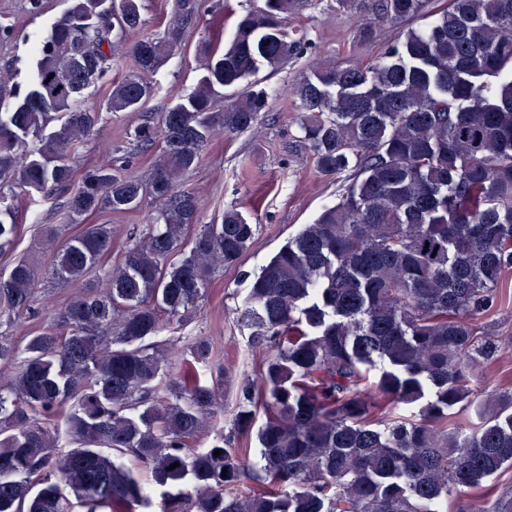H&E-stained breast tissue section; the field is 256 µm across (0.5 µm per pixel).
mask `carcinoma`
I'll list each match as a JSON object with an SVG mask.
<instances>
[{
  "instance_id": "obj_1",
  "label": "carcinoma",
  "mask_w": 512,
  "mask_h": 512,
  "mask_svg": "<svg viewBox=\"0 0 512 512\" xmlns=\"http://www.w3.org/2000/svg\"><path fill=\"white\" fill-rule=\"evenodd\" d=\"M302 3L264 0L246 12L193 90L134 128L140 148L160 146L148 182L109 156L66 195L63 215L75 224L135 209L147 194L157 210L146 228L129 227L114 268L101 265L112 251L107 224L63 243L46 237L52 278L98 291L58 311L64 334L32 336L22 350L0 336V363L13 369L0 384V512H148L156 492L160 512H440L512 466L511 392L477 409V429L448 428V410L470 403L471 377L498 355L473 321L497 305L512 270V0H446L441 10L434 0H367L376 22L431 21L371 65L328 64L297 83L318 170L357 174L254 278L245 316L272 358L261 386L240 385L232 434L189 448L222 411L223 375L201 382L197 364L212 344L199 339L165 378L155 339L196 309L255 226L235 209L199 224L198 198L179 185L215 125L255 128L268 94L247 80L304 49L282 31ZM201 8L175 0L164 35L127 47L134 70L112 82L107 111L142 110L156 92L144 75ZM142 9V0H69L37 38L27 88L0 101L1 181L42 194L70 186L69 154L99 121L86 91L110 71L114 32L142 28ZM18 228L16 213L0 209L1 251ZM37 277L24 259L0 273V307L30 309ZM365 366L379 367L385 401L420 404L418 418L377 419ZM258 399L263 475L244 491L250 465L232 439L252 432Z\"/></svg>"
}]
</instances>
